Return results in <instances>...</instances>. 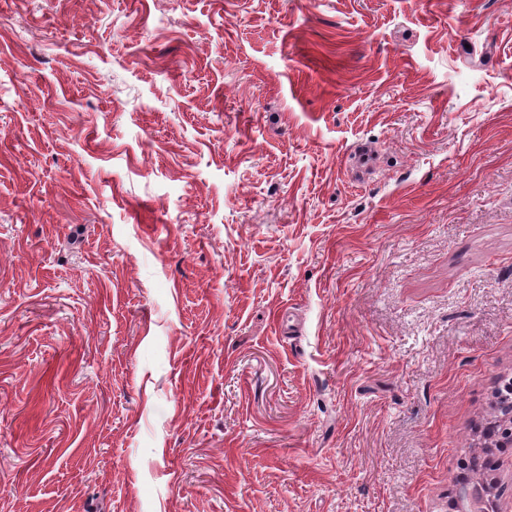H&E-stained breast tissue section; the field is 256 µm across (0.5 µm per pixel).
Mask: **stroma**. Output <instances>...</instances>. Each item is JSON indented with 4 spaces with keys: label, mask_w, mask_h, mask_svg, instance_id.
Wrapping results in <instances>:
<instances>
[{
    "label": "stroma",
    "mask_w": 512,
    "mask_h": 512,
    "mask_svg": "<svg viewBox=\"0 0 512 512\" xmlns=\"http://www.w3.org/2000/svg\"><path fill=\"white\" fill-rule=\"evenodd\" d=\"M512 377V0H0V512H452Z\"/></svg>",
    "instance_id": "1"
}]
</instances>
